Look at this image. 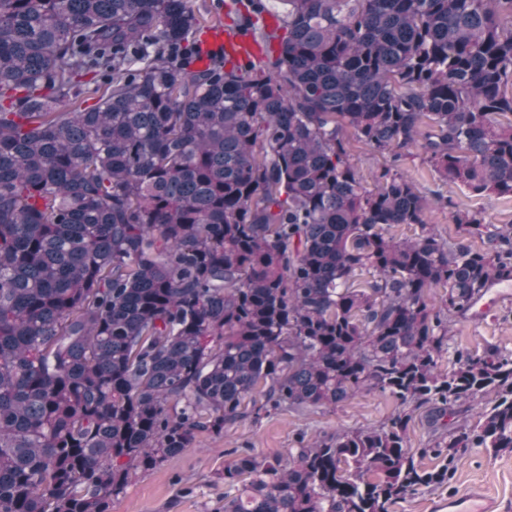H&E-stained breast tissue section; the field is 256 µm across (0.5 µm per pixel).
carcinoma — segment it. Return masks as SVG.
I'll return each mask as SVG.
<instances>
[{
    "mask_svg": "<svg viewBox=\"0 0 512 512\" xmlns=\"http://www.w3.org/2000/svg\"><path fill=\"white\" fill-rule=\"evenodd\" d=\"M190 2L0 0V512H111L200 433L375 389L450 464L511 449L512 353L438 361L512 224L450 247L393 167L512 199V0H280L278 50L196 70ZM409 420L237 456L224 512H389L451 472ZM347 138L349 140L351 160L359 168L361 174H363L367 187L372 188L374 185L372 179L373 174L380 170L385 163V159H388V157L386 155V157L383 158L378 154L371 153L356 142L351 133L348 134ZM404 410L412 415V421L407 430V440L409 447L413 448L416 465L425 470H439L448 465V459L421 453L420 449L431 448L435 439L428 422L427 408L415 409L413 406H407Z\"/></svg>",
    "mask_w": 512,
    "mask_h": 512,
    "instance_id": "carcinoma-1",
    "label": "carcinoma"
}]
</instances>
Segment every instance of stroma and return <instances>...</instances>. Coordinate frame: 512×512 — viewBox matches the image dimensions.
I'll list each match as a JSON object with an SVG mask.
<instances>
[{
  "mask_svg": "<svg viewBox=\"0 0 512 512\" xmlns=\"http://www.w3.org/2000/svg\"><path fill=\"white\" fill-rule=\"evenodd\" d=\"M398 170L412 180L431 201L427 221L449 245L461 243L452 219L453 208L482 209L490 224H512V200L486 199L451 182L439 180L417 150L404 152ZM453 206H444L445 198ZM468 349L482 354L491 350H512V298L499 302L482 320L451 318L448 350L439 360L442 371L452 367L454 353ZM401 406L389 393L362 392L333 409L307 408L273 410L259 419H248L226 427L223 436L199 434L193 448L165 465L140 474L124 495L112 504V512H224L227 488L219 474L227 460L249 452L271 456L296 447L298 438H324L337 431L378 427L400 412ZM407 440L416 464L425 470L445 466L442 457L430 455L435 439L426 408L412 410ZM481 485L497 497L503 512H512V451L499 454L472 448L457 457L449 483L423 493L407 496L391 512H430L432 502L448 498L469 485Z\"/></svg>",
  "mask_w": 512,
  "mask_h": 512,
  "instance_id": "stroma-1",
  "label": "stroma"
}]
</instances>
